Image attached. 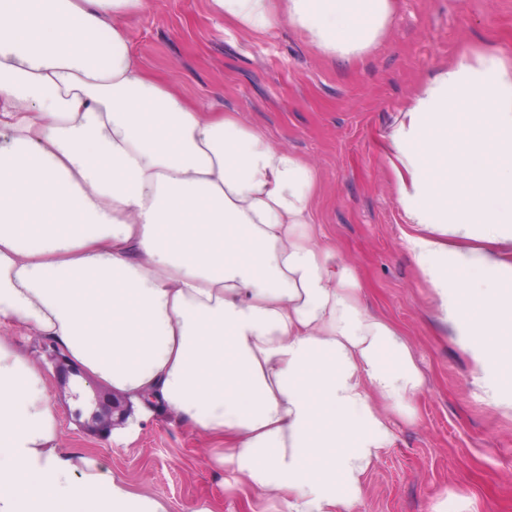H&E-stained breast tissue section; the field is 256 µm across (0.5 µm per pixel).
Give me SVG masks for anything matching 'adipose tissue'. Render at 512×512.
<instances>
[{
    "label": "adipose tissue",
    "instance_id": "obj_1",
    "mask_svg": "<svg viewBox=\"0 0 512 512\" xmlns=\"http://www.w3.org/2000/svg\"><path fill=\"white\" fill-rule=\"evenodd\" d=\"M148 0H0V325L219 446L283 512H353L424 379L315 224V170L233 112H199L131 53ZM246 31L277 22L344 61L394 0H209ZM408 223L512 239V66L459 58L388 137ZM408 247L483 384L512 389V266L447 240ZM461 270L463 282L448 279ZM474 312H464L463 297ZM39 370L0 338V512H168L58 445Z\"/></svg>",
    "mask_w": 512,
    "mask_h": 512
}]
</instances>
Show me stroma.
Returning a JSON list of instances; mask_svg holds the SVG:
<instances>
[{
    "label": "stroma",
    "instance_id": "1",
    "mask_svg": "<svg viewBox=\"0 0 512 512\" xmlns=\"http://www.w3.org/2000/svg\"><path fill=\"white\" fill-rule=\"evenodd\" d=\"M142 65L200 112H235L284 143L318 175L315 211L342 261L364 284V303L407 336L424 375L413 421L395 430L363 480L357 512H512V392L487 402L467 337L442 321L406 248L426 229L398 201L387 135L421 82L457 57L496 53L512 64V0H395L380 44L338 62L285 25L239 30L208 0H152L129 21ZM44 378L59 421V446L91 457L168 512H281L278 501L236 487L206 437L157 412L130 411L119 425L93 423L111 397L61 387L31 331L0 326Z\"/></svg>",
    "mask_w": 512,
    "mask_h": 512
}]
</instances>
